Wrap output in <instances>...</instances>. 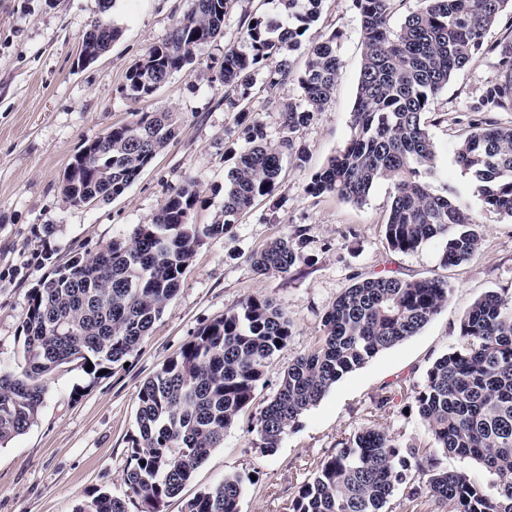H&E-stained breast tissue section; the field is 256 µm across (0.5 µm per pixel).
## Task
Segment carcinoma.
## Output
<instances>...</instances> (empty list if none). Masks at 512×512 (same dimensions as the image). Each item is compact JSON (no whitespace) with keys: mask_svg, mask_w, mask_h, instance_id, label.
<instances>
[{"mask_svg":"<svg viewBox=\"0 0 512 512\" xmlns=\"http://www.w3.org/2000/svg\"><path fill=\"white\" fill-rule=\"evenodd\" d=\"M306 2L305 12L298 11ZM236 0H190L167 38L151 47L126 73L123 93L137 102L152 95L196 53L222 34ZM293 23L277 29L264 16L247 26L249 52L224 50L210 81L224 87V110L238 114L244 145L224 184V210L213 223H190L201 202V184L190 177L145 224L114 238L97 256H75L33 288L23 321L16 371L0 370V445L24 434L44 403L45 379L73 363H117L135 350L175 296L195 245L229 232L238 216L279 186L282 162L294 151V134L332 100L339 59L336 35L315 43L298 77L306 106L278 102L282 135L267 138L264 125L240 108L253 86L252 72L269 67V84L292 73L284 45H298L318 18L322 0H277ZM392 0H355L363 54L351 136L307 186L311 194L334 193L360 204L374 184L392 183L394 195L385 236L389 246L414 251L437 240L447 265L470 261L482 242L480 220L467 199L442 180L424 122L430 98L463 70L485 44L512 0H416L399 27L389 23ZM115 0H98V13L80 54L97 61L121 36L109 19ZM504 82L488 101L512 104V53L500 51ZM136 120L86 144L96 170L61 179L62 202L95 195H122L177 136L172 112H133ZM453 153L484 205L512 218V126L481 124L456 143ZM303 244L297 234L276 238L251 256L259 275L287 274ZM450 288L439 279L378 276L346 288L322 319L323 334L310 351L284 371L271 400L255 413L252 445L272 451L288 429L345 374L379 352L417 334L448 303ZM292 329L277 301L249 297L241 307L200 330L138 392L136 434L123 473L141 512H163L194 471L252 403L268 360L284 348ZM417 413L434 448L402 445L369 426L337 442L320 460L285 512H386L398 501L411 512L419 500L443 512H512V298L489 291L464 316L454 350L435 359L419 384L398 382L374 402L377 411L398 405ZM473 460L495 475L492 490L464 470H445L440 456ZM245 479L228 473L199 492L185 512H241ZM76 512H127L125 502L100 493Z\"/></svg>","mask_w":512,"mask_h":512,"instance_id":"1","label":"carcinoma"}]
</instances>
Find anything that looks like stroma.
I'll list each match as a JSON object with an SVG mask.
<instances>
[{"instance_id": "obj_1", "label": "stroma", "mask_w": 512, "mask_h": 512, "mask_svg": "<svg viewBox=\"0 0 512 512\" xmlns=\"http://www.w3.org/2000/svg\"><path fill=\"white\" fill-rule=\"evenodd\" d=\"M189 0H116L110 17L121 37L95 63L77 64L82 36L98 12L97 0H0V366L16 368L23 342L28 294L74 254L94 255L112 238L147 223L185 177L197 178L206 203L191 214L209 224L224 206V183L233 162L237 116L224 109V89L208 81V67L226 48H247V24L257 15L287 23L275 0H236L223 33L203 47L193 65L138 102L122 89L127 70L167 37ZM335 36L340 67L331 102L296 133L303 162H283L273 197L257 199L232 230L195 246L179 290L142 344L105 374L63 366L47 379L37 422L0 447V512H75L101 492L124 499L127 512L139 501L123 482L136 432L138 391L199 330L239 308L253 295H270L292 323L287 345L269 360L252 404L213 449L165 512H184L199 491L225 474L251 477L241 512H283L307 470L331 453L337 440L377 426L403 443H432L416 414L377 411L373 401L398 381H421L427 368L458 342L460 324L486 292L512 296V218L486 209L454 162L452 145L473 124L512 125V109L487 104L503 69L495 54H478L430 100L426 128L437 147L445 179L467 196L479 214L484 240L468 263L447 266L438 243L412 252L389 247L385 224L394 189L376 183L360 204L337 195L308 193L307 185L347 142L362 58L360 17L353 0H324L319 18L286 54L296 73L310 46ZM294 77L268 88L265 71L243 105L259 119L270 141L281 136L275 100L299 103ZM172 110L178 136L116 199L90 208L61 201L60 181L82 148L111 128L129 123L132 110ZM300 233L301 259L289 274H257L250 256L280 236ZM390 275L439 278L452 293L447 305L416 335L379 352L344 375L289 429L278 448L251 447L254 412L274 395L280 377L322 334V317L356 281Z\"/></svg>"}]
</instances>
